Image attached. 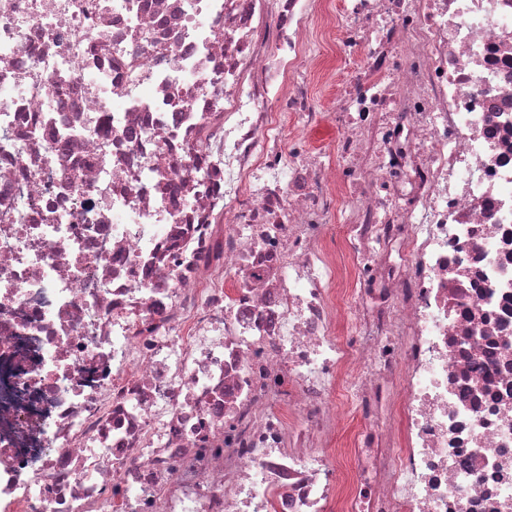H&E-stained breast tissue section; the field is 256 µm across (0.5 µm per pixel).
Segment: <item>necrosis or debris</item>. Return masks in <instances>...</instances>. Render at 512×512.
<instances>
[{"label": "necrosis or debris", "mask_w": 512, "mask_h": 512, "mask_svg": "<svg viewBox=\"0 0 512 512\" xmlns=\"http://www.w3.org/2000/svg\"><path fill=\"white\" fill-rule=\"evenodd\" d=\"M0 512H512V0H0Z\"/></svg>", "instance_id": "obj_1"}]
</instances>
